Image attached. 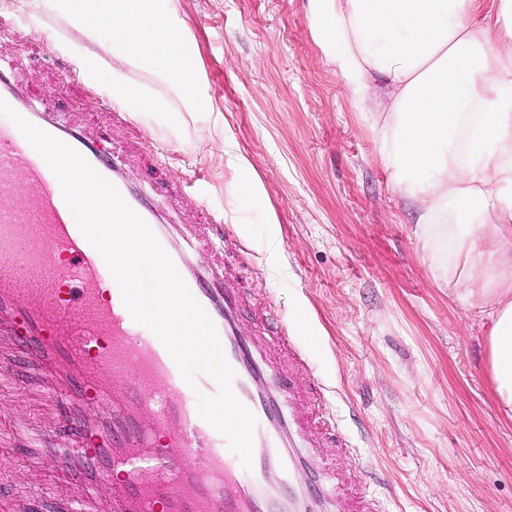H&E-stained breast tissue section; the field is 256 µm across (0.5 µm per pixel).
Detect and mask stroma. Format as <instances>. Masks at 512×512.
<instances>
[{
	"instance_id": "1",
	"label": "stroma",
	"mask_w": 512,
	"mask_h": 512,
	"mask_svg": "<svg viewBox=\"0 0 512 512\" xmlns=\"http://www.w3.org/2000/svg\"><path fill=\"white\" fill-rule=\"evenodd\" d=\"M171 8L195 48L209 111H185L146 67H123L125 81L151 90L166 111L114 99L111 17L101 4L84 17L72 0H0V66L36 109L60 113L115 153L140 149L143 159L126 168L131 181L162 190L193 179L190 196L163 212L177 224L194 223L200 204L222 214L261 273L258 295L306 345L330 413L372 473L379 512H512V419L491 394L489 322L434 283L409 204L325 55L307 0ZM226 138L249 157L260 200L239 196L241 178L224 166ZM52 413L25 368L0 374V440L20 460L17 478L53 489L59 475L38 462L35 439Z\"/></svg>"
}]
</instances>
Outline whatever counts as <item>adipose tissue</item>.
I'll list each match as a JSON object with an SVG mask.
<instances>
[{
    "label": "adipose tissue",
    "instance_id": "obj_1",
    "mask_svg": "<svg viewBox=\"0 0 512 512\" xmlns=\"http://www.w3.org/2000/svg\"><path fill=\"white\" fill-rule=\"evenodd\" d=\"M172 0H110L117 61L209 105ZM309 0L311 23L380 143L434 282L491 320L486 367L512 419V0ZM477 218L467 228L464 216Z\"/></svg>",
    "mask_w": 512,
    "mask_h": 512
}]
</instances>
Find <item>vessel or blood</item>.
Instances as JSON below:
<instances>
[{"label":"vessel or blood","mask_w":512,"mask_h":512,"mask_svg":"<svg viewBox=\"0 0 512 512\" xmlns=\"http://www.w3.org/2000/svg\"><path fill=\"white\" fill-rule=\"evenodd\" d=\"M0 99L61 140L119 191L147 223L194 298L213 321L235 372L232 389L256 417L251 467L198 412L199 394L218 386L200 374L188 384L159 338L135 322L100 253L80 231L60 183L8 118L0 116V343L43 377L55 399V428L43 447L68 485L52 497L12 487L14 457L0 452V512H378L356 492L366 465L313 403L324 395L307 352L277 313L244 318L250 288L237 260L198 271L191 257L228 244L221 218L168 226L96 139L33 107H21L0 73ZM288 359L274 378L271 356Z\"/></svg>","instance_id":"obj_1"}]
</instances>
